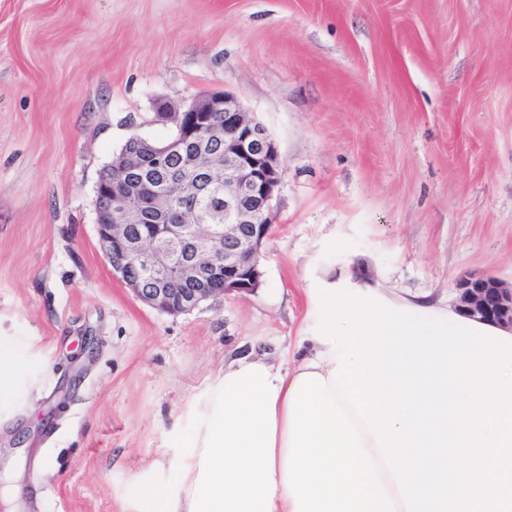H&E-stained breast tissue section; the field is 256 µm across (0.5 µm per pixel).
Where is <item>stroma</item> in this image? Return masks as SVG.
<instances>
[{
    "label": "stroma",
    "instance_id": "35a3bbf8",
    "mask_svg": "<svg viewBox=\"0 0 512 512\" xmlns=\"http://www.w3.org/2000/svg\"><path fill=\"white\" fill-rule=\"evenodd\" d=\"M233 94L286 169L252 292L149 307L112 274L95 189L159 102ZM396 299L512 283V0H0V329L49 369L0 420L22 512H128L226 357L277 361L306 289Z\"/></svg>",
    "mask_w": 512,
    "mask_h": 512
}]
</instances>
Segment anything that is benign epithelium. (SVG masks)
Here are the masks:
<instances>
[{
	"instance_id": "benign-epithelium-1",
	"label": "benign epithelium",
	"mask_w": 512,
	"mask_h": 512,
	"mask_svg": "<svg viewBox=\"0 0 512 512\" xmlns=\"http://www.w3.org/2000/svg\"><path fill=\"white\" fill-rule=\"evenodd\" d=\"M224 113V140L207 136L212 116ZM177 137L162 143L135 141L114 162L116 178L98 185L99 243L123 284L148 306L169 314L188 313L217 294L251 292L262 277V248L272 225V201L285 175L277 144L232 96L212 92L174 107L158 104ZM224 153V179L207 178L208 208H224V223L206 224L192 204L193 224H153L134 236L130 224L148 219L139 205L151 194L150 209L170 210L172 192L189 179L172 159L195 174L209 172L204 158ZM456 310L470 318L512 327V284L487 274H466L455 282Z\"/></svg>"
}]
</instances>
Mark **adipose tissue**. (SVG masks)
<instances>
[{
	"label": "adipose tissue",
	"instance_id": "ef3b65f1",
	"mask_svg": "<svg viewBox=\"0 0 512 512\" xmlns=\"http://www.w3.org/2000/svg\"><path fill=\"white\" fill-rule=\"evenodd\" d=\"M336 362L328 344L306 336L282 367L250 352L225 361L181 431L184 452L161 448L132 486L130 512H293L283 481L288 405L303 373L329 376ZM35 362L28 345L0 336V417L33 399Z\"/></svg>",
	"mask_w": 512,
	"mask_h": 512
}]
</instances>
